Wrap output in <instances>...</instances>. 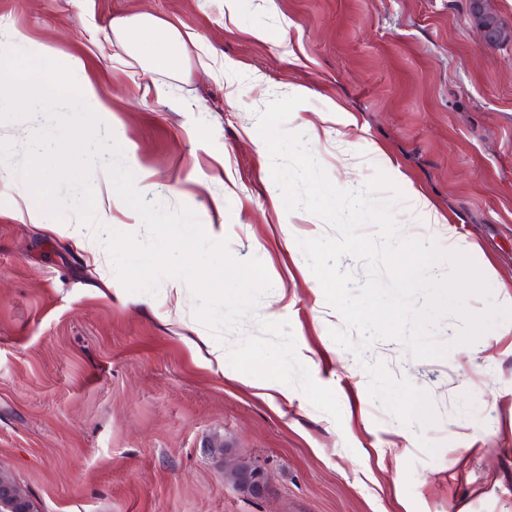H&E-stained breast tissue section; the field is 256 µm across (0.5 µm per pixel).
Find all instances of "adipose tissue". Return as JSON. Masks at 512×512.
I'll return each mask as SVG.
<instances>
[{
  "instance_id": "ef3b65f1",
  "label": "adipose tissue",
  "mask_w": 512,
  "mask_h": 512,
  "mask_svg": "<svg viewBox=\"0 0 512 512\" xmlns=\"http://www.w3.org/2000/svg\"><path fill=\"white\" fill-rule=\"evenodd\" d=\"M153 34L160 36L163 51L156 52L149 48L147 38ZM112 35L143 60L146 73L174 70L179 66L184 47L180 32L151 14L143 13L116 20L112 24ZM154 190V184L141 181L137 183L133 192H114L107 198L97 200V221L93 224H50L46 222L42 212L27 207L16 208L15 217L23 224L43 225L47 232L70 239L78 247L91 251L94 250L101 232L111 223L113 210L124 208L131 196L145 197Z\"/></svg>"
}]
</instances>
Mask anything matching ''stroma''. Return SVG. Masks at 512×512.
<instances>
[{"label": "stroma", "mask_w": 512, "mask_h": 512, "mask_svg": "<svg viewBox=\"0 0 512 512\" xmlns=\"http://www.w3.org/2000/svg\"><path fill=\"white\" fill-rule=\"evenodd\" d=\"M143 12L181 32L184 68L144 75L113 38V20ZM12 27L97 85L124 164L156 201L188 206L235 258L262 261L272 290L227 344L258 320L288 321L341 409L336 420L297 386L283 396L206 365L212 332L187 285L128 292L107 249L15 220L35 204L16 172L23 142L54 122L2 121L0 471L37 512H512V335L493 327L472 354L448 313L433 329L442 358L413 359L399 339L340 347L331 330L361 336L297 245L328 227L286 211L257 131L271 100L304 87L286 127L333 184L356 191L383 171L406 197L403 233L466 254L485 278L489 296L467 309L512 308V44L484 46L466 0H239L233 16L224 0H0ZM419 194L441 223L416 209ZM229 458L259 465L268 492L226 481Z\"/></svg>", "instance_id": "stroma-1"}]
</instances>
